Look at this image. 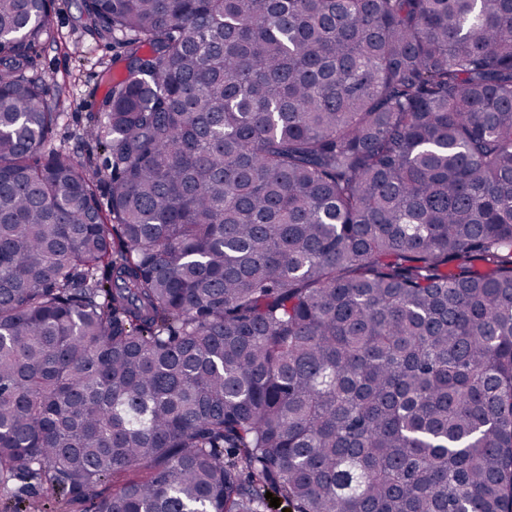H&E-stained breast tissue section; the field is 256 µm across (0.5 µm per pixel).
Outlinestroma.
<instances>
[{
	"label": "stroma",
	"mask_w": 512,
	"mask_h": 512,
	"mask_svg": "<svg viewBox=\"0 0 512 512\" xmlns=\"http://www.w3.org/2000/svg\"><path fill=\"white\" fill-rule=\"evenodd\" d=\"M79 4L80 0H54V38L37 48L32 73L42 79L49 101L62 114L47 136L46 149H64L78 160L99 165L105 154L96 145L93 125L106 89L98 74L121 48L83 26ZM19 487V482H12L9 491L0 494V512H81L79 502H54L38 485L24 493Z\"/></svg>",
	"instance_id": "stroma-1"
}]
</instances>
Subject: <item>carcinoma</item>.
<instances>
[{
  "instance_id": "carcinoma-1",
  "label": "carcinoma",
  "mask_w": 512,
  "mask_h": 512,
  "mask_svg": "<svg viewBox=\"0 0 512 512\" xmlns=\"http://www.w3.org/2000/svg\"><path fill=\"white\" fill-rule=\"evenodd\" d=\"M79 9L102 169L0 0V490L512 512V0Z\"/></svg>"
}]
</instances>
